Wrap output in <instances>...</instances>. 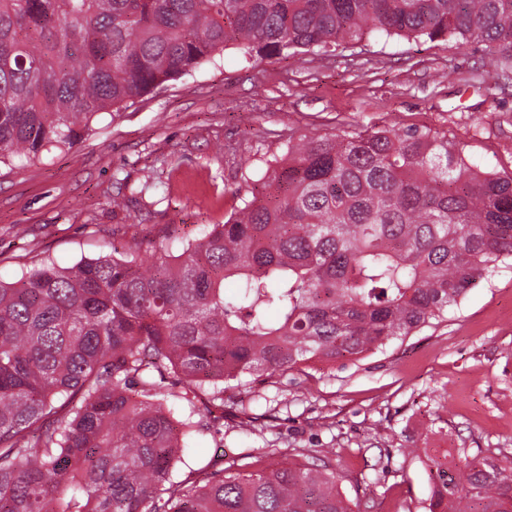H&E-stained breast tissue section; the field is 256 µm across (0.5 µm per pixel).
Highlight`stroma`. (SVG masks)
<instances>
[{
    "label": "stroma",
    "instance_id": "35a3bbf8",
    "mask_svg": "<svg viewBox=\"0 0 512 512\" xmlns=\"http://www.w3.org/2000/svg\"><path fill=\"white\" fill-rule=\"evenodd\" d=\"M384 126L432 129L483 171L512 172V80L480 45L376 35L287 59L230 46L102 114L72 148L0 169V281L44 257L68 267L145 239L193 241L250 197L288 144ZM201 421L180 477L203 484L231 459L284 448L328 462L360 512H424L429 459L512 458V264L444 321L359 360L227 391Z\"/></svg>",
    "mask_w": 512,
    "mask_h": 512
}]
</instances>
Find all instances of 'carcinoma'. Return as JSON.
Returning a JSON list of instances; mask_svg holds the SVG:
<instances>
[{
    "instance_id": "1",
    "label": "carcinoma",
    "mask_w": 512,
    "mask_h": 512,
    "mask_svg": "<svg viewBox=\"0 0 512 512\" xmlns=\"http://www.w3.org/2000/svg\"><path fill=\"white\" fill-rule=\"evenodd\" d=\"M376 32L479 43L512 77V0H0V165L230 45L290 57ZM263 179L275 192L176 255L149 240L0 282V512H353L336 471L280 448L179 478L196 404L442 320L512 259V174L428 128H374L291 144ZM427 467L426 512H512V459Z\"/></svg>"
}]
</instances>
